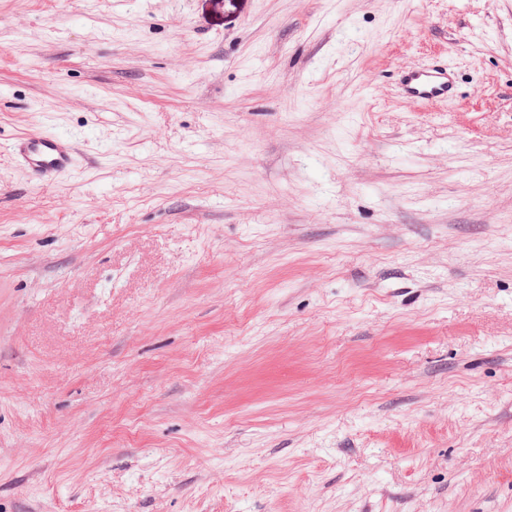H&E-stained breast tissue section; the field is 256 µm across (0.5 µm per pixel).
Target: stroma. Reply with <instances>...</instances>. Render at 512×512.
<instances>
[{"label": "stroma", "mask_w": 512, "mask_h": 512, "mask_svg": "<svg viewBox=\"0 0 512 512\" xmlns=\"http://www.w3.org/2000/svg\"><path fill=\"white\" fill-rule=\"evenodd\" d=\"M0 512H512V0H0ZM401 86L406 98L412 101H442L453 91L448 70L439 67L408 70L402 77ZM8 147L20 165L44 180H53L75 166L73 145L64 137L22 134Z\"/></svg>", "instance_id": "stroma-1"}]
</instances>
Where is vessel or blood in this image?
I'll return each mask as SVG.
<instances>
[{
  "label": "vessel or blood",
  "mask_w": 512,
  "mask_h": 512,
  "mask_svg": "<svg viewBox=\"0 0 512 512\" xmlns=\"http://www.w3.org/2000/svg\"><path fill=\"white\" fill-rule=\"evenodd\" d=\"M407 99L442 101L453 91L446 69L433 67L407 71L401 80ZM20 165L45 180L69 172L75 165V151L70 140L56 135L22 134L9 145Z\"/></svg>",
  "instance_id": "1"
}]
</instances>
